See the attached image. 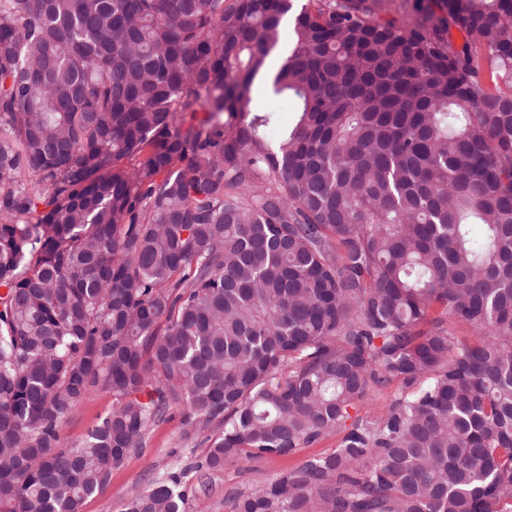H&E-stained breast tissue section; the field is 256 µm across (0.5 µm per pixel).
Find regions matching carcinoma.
Here are the masks:
<instances>
[{"label": "carcinoma", "mask_w": 512, "mask_h": 512, "mask_svg": "<svg viewBox=\"0 0 512 512\" xmlns=\"http://www.w3.org/2000/svg\"><path fill=\"white\" fill-rule=\"evenodd\" d=\"M176 415L205 454L120 512L339 430L231 512H512V0H0V512ZM253 105L264 106L269 112H273L274 118L279 121L292 112V106L283 98L273 96L266 88L256 91L255 86L252 92ZM401 389L402 385L394 381L387 387L372 390L367 402L361 407L359 414L361 416L366 415V412H370L372 415L379 414L389 405L394 395L401 392ZM112 409V394L98 389L82 404L77 413L60 430V443L65 447L79 443L101 417Z\"/></svg>", "instance_id": "cac0c4a2"}]
</instances>
